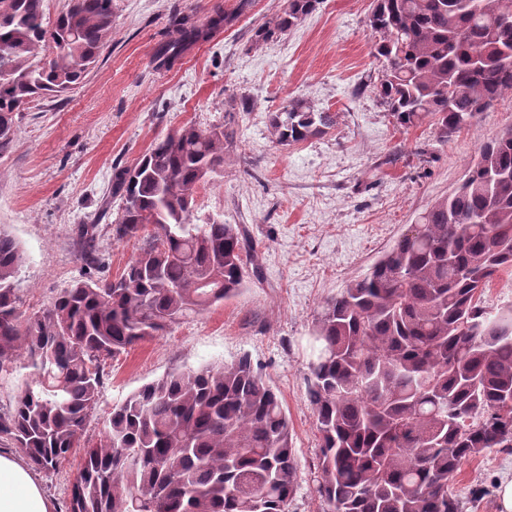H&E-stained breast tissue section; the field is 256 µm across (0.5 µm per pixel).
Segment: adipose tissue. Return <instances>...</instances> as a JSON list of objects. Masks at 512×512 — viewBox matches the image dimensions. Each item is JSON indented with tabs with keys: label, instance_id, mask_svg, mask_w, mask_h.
I'll list each match as a JSON object with an SVG mask.
<instances>
[{
	"label": "adipose tissue",
	"instance_id": "adipose-tissue-1",
	"mask_svg": "<svg viewBox=\"0 0 512 512\" xmlns=\"http://www.w3.org/2000/svg\"><path fill=\"white\" fill-rule=\"evenodd\" d=\"M0 512H55L25 459L8 451L0 452Z\"/></svg>",
	"mask_w": 512,
	"mask_h": 512
}]
</instances>
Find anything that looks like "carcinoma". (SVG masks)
<instances>
[{
	"label": "carcinoma",
	"instance_id": "1",
	"mask_svg": "<svg viewBox=\"0 0 512 512\" xmlns=\"http://www.w3.org/2000/svg\"><path fill=\"white\" fill-rule=\"evenodd\" d=\"M253 0L203 22L173 21L156 53L234 25ZM320 0H288L256 31L287 34ZM367 25L395 123L428 118L437 140L512 93V0H374ZM112 35V0H0V155L25 105L78 85ZM277 144L323 136L336 114L292 99L269 113ZM233 113L183 124L132 167H116L112 238L140 247L116 279H78L46 309L23 311L13 278L23 259L0 229V375L18 356L29 374L0 435L56 471L95 414L103 365L116 354L236 295L259 278L258 246L241 224L195 212L199 188L235 146ZM512 129L483 144L466 180L437 200L363 276L324 301L312 329L309 396L319 433L316 491L329 512H460L448 481L462 460L512 449V304L482 295L512 273ZM297 462L275 388L242 356L174 370L112 408L104 438L83 448L67 512H288Z\"/></svg>",
	"mask_w": 512,
	"mask_h": 512
}]
</instances>
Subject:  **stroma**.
<instances>
[{
	"label": "stroma",
	"mask_w": 512,
	"mask_h": 512,
	"mask_svg": "<svg viewBox=\"0 0 512 512\" xmlns=\"http://www.w3.org/2000/svg\"><path fill=\"white\" fill-rule=\"evenodd\" d=\"M237 0H113L112 38L83 82L30 103L0 156V227L23 261L14 286L24 310L48 307L77 279L117 277L137 241L113 240L102 218L112 169L133 165L185 123L219 124L229 98L237 145L223 172L201 187L196 210L245 225L261 253L260 279L236 296L108 359L96 415L81 441L104 436L113 406L176 369L219 367L249 356L280 394L292 431L298 485L288 512H326L316 492L318 431L308 398L311 330L325 300L365 273L419 215L468 176L479 147L512 128V95L448 143L430 121L393 123L376 94L380 65L367 26L372 0H321L280 39L256 43L259 26L287 0H255L231 28L172 66L155 52L172 11L202 19ZM298 98L336 114L327 135L282 147L267 115ZM98 224V262L78 234ZM82 451L38 478L65 512ZM512 478V452L489 448L462 462L448 483L461 512H499L498 486Z\"/></svg>",
	"instance_id": "obj_1"
}]
</instances>
